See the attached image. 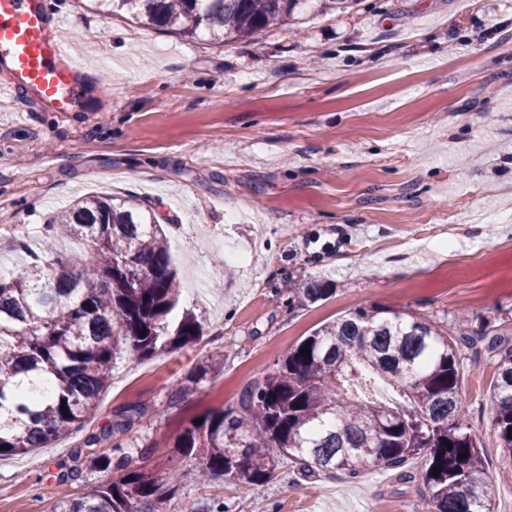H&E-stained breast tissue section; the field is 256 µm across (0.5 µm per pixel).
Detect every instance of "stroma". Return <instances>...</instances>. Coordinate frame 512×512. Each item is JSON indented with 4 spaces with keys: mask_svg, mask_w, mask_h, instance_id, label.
<instances>
[{
    "mask_svg": "<svg viewBox=\"0 0 512 512\" xmlns=\"http://www.w3.org/2000/svg\"><path fill=\"white\" fill-rule=\"evenodd\" d=\"M92 77L83 111L0 104V268L18 241L64 257L44 226L99 192L151 206L180 308L200 341L121 354L84 429L0 457V512H50L112 477L89 432L142 408L113 442L139 456L237 408L289 347L370 305L452 329L490 319L497 349H461V395L492 512H512L493 427L498 352L512 349V0H318L222 45L49 0ZM311 280L332 294L295 301ZM203 374L178 405L168 386ZM424 457L356 478L285 462L266 483H197L183 462L167 512H429Z\"/></svg>",
    "mask_w": 512,
    "mask_h": 512,
    "instance_id": "stroma-1",
    "label": "stroma"
}]
</instances>
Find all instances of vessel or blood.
Masks as SVG:
<instances>
[{"instance_id": "b4317fda", "label": "vessel or blood", "mask_w": 512, "mask_h": 512, "mask_svg": "<svg viewBox=\"0 0 512 512\" xmlns=\"http://www.w3.org/2000/svg\"><path fill=\"white\" fill-rule=\"evenodd\" d=\"M89 81L57 33L45 0H0V97L36 112H79Z\"/></svg>"}]
</instances>
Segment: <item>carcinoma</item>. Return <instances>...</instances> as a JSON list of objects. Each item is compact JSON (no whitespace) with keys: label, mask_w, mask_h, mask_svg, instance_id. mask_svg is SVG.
Segmentation results:
<instances>
[{"label":"carcinoma","mask_w":512,"mask_h":512,"mask_svg":"<svg viewBox=\"0 0 512 512\" xmlns=\"http://www.w3.org/2000/svg\"><path fill=\"white\" fill-rule=\"evenodd\" d=\"M115 2L145 27L191 37L204 30L225 43L286 24L312 0ZM47 231L87 242L91 255L78 271L33 254L0 272V456L47 448L83 428L120 352L150 358L203 333L191 311L175 313L180 288L168 238L147 207L92 194L55 214ZM328 293L310 281L301 302ZM491 329L488 320L455 336L420 316L361 307L288 349L242 392L238 409L214 410L185 428L172 442L167 475L133 466L117 445L120 455L95 457L117 477L51 512H165L186 460L201 480L233 479L247 490L270 480L285 459L355 477L425 452L431 512H490L479 440L462 409L458 351L485 341ZM196 383L190 377L169 387L168 403ZM492 398L501 454L512 461V349L500 353ZM130 412L89 435L87 447L112 438L114 428L130 431L138 409Z\"/></svg>","instance_id":"obj_1"}]
</instances>
